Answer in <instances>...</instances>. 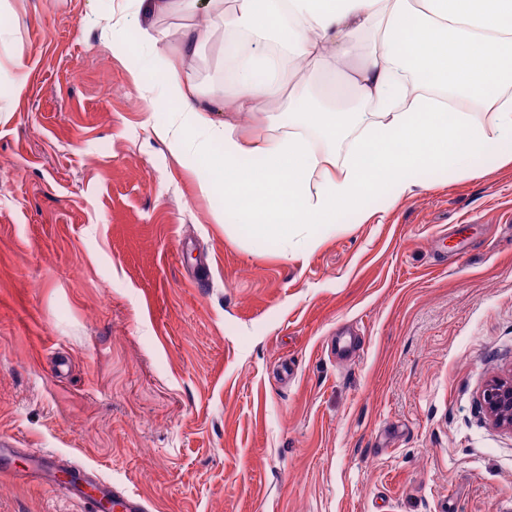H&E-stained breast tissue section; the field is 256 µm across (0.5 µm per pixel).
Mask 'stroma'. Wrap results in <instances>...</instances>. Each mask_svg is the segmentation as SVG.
<instances>
[{
    "instance_id": "obj_1",
    "label": "stroma",
    "mask_w": 512,
    "mask_h": 512,
    "mask_svg": "<svg viewBox=\"0 0 512 512\" xmlns=\"http://www.w3.org/2000/svg\"><path fill=\"white\" fill-rule=\"evenodd\" d=\"M212 16L0 0V512H88L19 479L34 448L147 512H512V431L481 405L512 371V161L254 247L127 61ZM189 71L218 92L219 34Z\"/></svg>"
}]
</instances>
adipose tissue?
<instances>
[{
    "instance_id": "ef3b65f1",
    "label": "adipose tissue",
    "mask_w": 512,
    "mask_h": 512,
    "mask_svg": "<svg viewBox=\"0 0 512 512\" xmlns=\"http://www.w3.org/2000/svg\"><path fill=\"white\" fill-rule=\"evenodd\" d=\"M213 23L249 36L251 52L224 100L235 111L287 100L288 117L272 136L248 139L232 122L215 121L200 87L184 73L187 57L206 37L182 35L184 48L163 49L168 35L146 29L158 83H138L149 110L171 106L154 134L199 176V190L224 202L245 224L252 243L282 254L308 248L315 224L362 214L369 200L412 194L423 173L462 167L488 154L512 158V0H232ZM292 33L286 53L264 46L267 32ZM377 32L351 81L364 101L358 112L313 105L289 90L291 59L320 64L359 55L361 34ZM491 101V115L459 112L449 97ZM355 138L344 156L330 144L341 132Z\"/></svg>"
}]
</instances>
